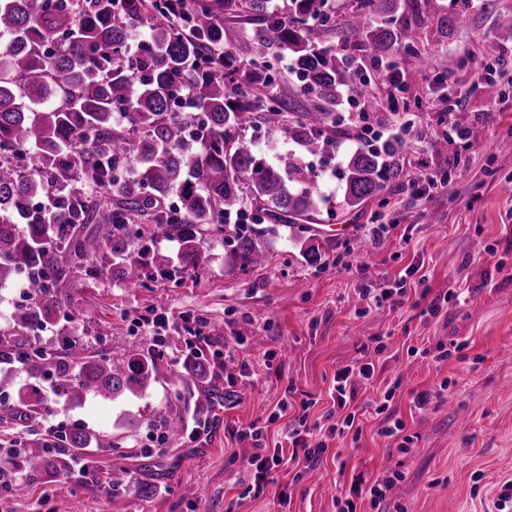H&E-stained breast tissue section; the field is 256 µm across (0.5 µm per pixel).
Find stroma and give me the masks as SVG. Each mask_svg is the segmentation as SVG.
I'll return each mask as SVG.
<instances>
[{
  "label": "stroma",
  "instance_id": "35a3bbf8",
  "mask_svg": "<svg viewBox=\"0 0 512 512\" xmlns=\"http://www.w3.org/2000/svg\"><path fill=\"white\" fill-rule=\"evenodd\" d=\"M503 14H512V0L483 8L478 0H412L408 19L424 60L397 59V98L408 103L418 132L379 196L347 207L330 168L367 148L395 118L383 110L359 121L341 104L335 108L341 148L331 166L315 168L317 191L328 202L297 233L274 226L260 242L264 266H245L229 245L214 241L204 244L198 270L138 288L109 277H73L58 294L71 335L115 359L143 335V318L161 311L175 332L183 315H194L212 342L246 326L251 332L242 335L228 367L215 361L211 345L203 347L208 375L202 380L187 375L167 350L155 358L159 381L146 396L72 406L46 395L53 419L76 422L90 434L93 461L46 485L29 479L21 458L10 457L20 485L0 492V512H54L60 502L68 512H338L354 472L372 482L387 470L402 474L387 501L407 512H496L500 487L512 478V88L487 74L502 49L494 32ZM447 16L453 28L444 27ZM447 93L462 97L463 122L484 129L481 141L440 143L430 101ZM427 174L447 175L448 182L426 191L420 181ZM324 224H350L354 232L328 238L319 231ZM412 266L420 275L406 276ZM402 276L408 300L368 310L363 289L388 288ZM451 289L462 291L464 303L451 301L427 315L432 299ZM377 337L386 350L373 384L358 388L356 431L325 436L327 450L315 467L290 466L277 484L251 490L252 443L239 439V430L255 423L279 439L305 398L315 402L310 422L326 424L336 411L330 388L337 368ZM452 343L457 351L438 359L437 347ZM411 347L429 353L413 357ZM241 362L251 378L239 377ZM204 388L229 397L223 423L197 416ZM423 388L434 392L433 402L411 411L412 392ZM386 389L393 393L389 412L405 421L411 438L404 453L379 433L372 403ZM168 411L184 414L185 430L162 443L155 434ZM34 439L58 443L43 416L22 421L0 412V448H25ZM119 467L131 479L109 487L105 476ZM146 484L157 492L144 494ZM283 486L284 506L278 503Z\"/></svg>",
  "mask_w": 512,
  "mask_h": 512
}]
</instances>
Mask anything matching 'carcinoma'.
<instances>
[{
  "label": "carcinoma",
  "instance_id": "1",
  "mask_svg": "<svg viewBox=\"0 0 512 512\" xmlns=\"http://www.w3.org/2000/svg\"><path fill=\"white\" fill-rule=\"evenodd\" d=\"M358 2L357 21L330 48L319 38L324 0H289L286 17L270 13V0H224L263 24L245 46L250 63L229 67L212 57L217 45L224 59L236 57L212 0L184 9L172 0H0V285L11 280L29 299L0 327V362L51 376L74 406L152 390L158 372L139 340L116 362L78 345L30 350L26 336L57 321V294L79 273L141 287L156 274L199 269L201 246L216 240L233 244L242 264L262 266L266 228L227 217L249 199L291 226L325 204L307 188L314 174L303 157L338 153L333 108L363 86L353 51L374 64L398 54L422 61L408 0ZM136 25L144 35L131 48ZM495 38L512 42L511 14ZM273 53L291 56L305 111L277 93ZM258 126L299 153L280 164L257 158L242 133ZM411 146L408 138L354 151L339 169L343 201L378 196L391 159ZM159 239L178 246L180 265L158 253ZM107 257L112 267L97 264ZM162 425L177 438L184 418L170 412ZM65 443L54 455L28 448V475L64 474L91 440L73 429Z\"/></svg>",
  "mask_w": 512,
  "mask_h": 512
}]
</instances>
